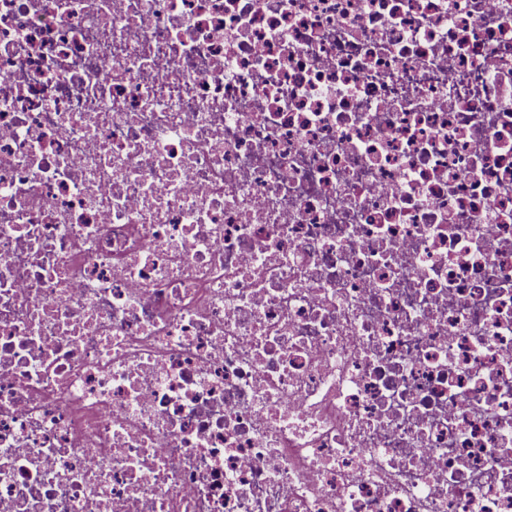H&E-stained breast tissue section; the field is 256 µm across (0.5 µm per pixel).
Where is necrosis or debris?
Segmentation results:
<instances>
[{"label": "necrosis or debris", "instance_id": "necrosis-or-debris-1", "mask_svg": "<svg viewBox=\"0 0 512 512\" xmlns=\"http://www.w3.org/2000/svg\"><path fill=\"white\" fill-rule=\"evenodd\" d=\"M512 0H0V512H512Z\"/></svg>", "mask_w": 512, "mask_h": 512}]
</instances>
